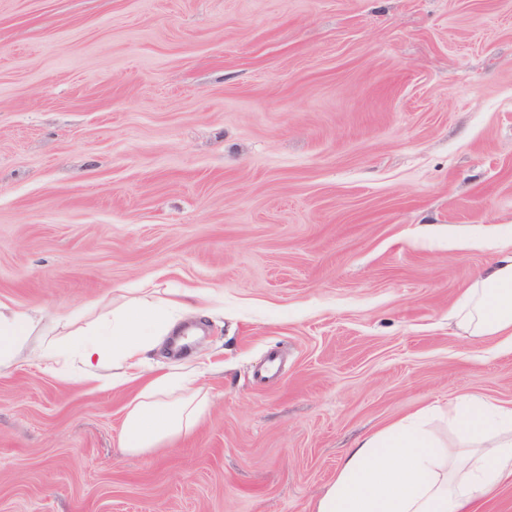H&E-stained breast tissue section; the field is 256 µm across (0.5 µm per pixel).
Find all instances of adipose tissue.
<instances>
[{"instance_id":"ef3b65f1","label":"adipose tissue","mask_w":512,"mask_h":512,"mask_svg":"<svg viewBox=\"0 0 512 512\" xmlns=\"http://www.w3.org/2000/svg\"><path fill=\"white\" fill-rule=\"evenodd\" d=\"M494 258L448 310L454 326L492 337L512 350V236L497 238ZM197 291L167 301L146 295L112 312L108 326L82 328L73 351L96 376L106 365L131 379L155 337L177 332L179 315L199 314ZM43 317L0 303V357L13 358L32 336L47 335ZM201 387L164 375L150 380L128 406L122 443L148 453L190 436L201 420ZM442 420L449 437L433 425ZM512 483V402L463 393L429 405L357 441L314 512H471L477 500Z\"/></svg>"}]
</instances>
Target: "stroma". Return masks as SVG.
<instances>
[{"instance_id":"obj_1","label":"stroma","mask_w":512,"mask_h":512,"mask_svg":"<svg viewBox=\"0 0 512 512\" xmlns=\"http://www.w3.org/2000/svg\"><path fill=\"white\" fill-rule=\"evenodd\" d=\"M512 228V0H0V302L52 338L200 290L196 433L121 444L138 383L0 366V512H312L355 441L512 352L448 309ZM281 354L259 386L254 367Z\"/></svg>"}]
</instances>
